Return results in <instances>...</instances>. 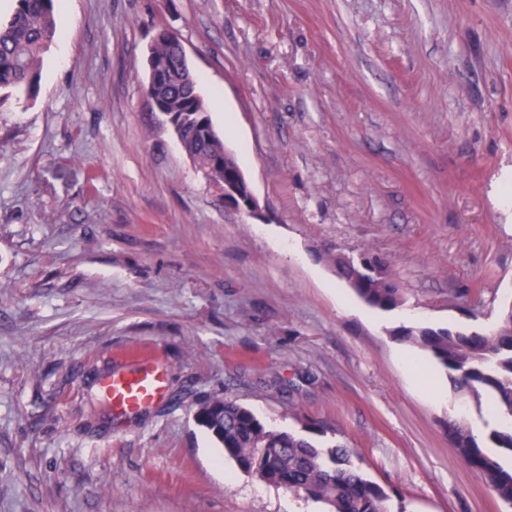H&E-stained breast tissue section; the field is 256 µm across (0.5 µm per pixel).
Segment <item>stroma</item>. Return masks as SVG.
<instances>
[{"mask_svg": "<svg viewBox=\"0 0 512 512\" xmlns=\"http://www.w3.org/2000/svg\"><path fill=\"white\" fill-rule=\"evenodd\" d=\"M59 25L0 109V512H323L224 457L194 420L216 396L344 443L392 512H512L448 435L482 434L473 400L391 336L512 305V0H60ZM160 27L264 222L154 124ZM365 250L399 308L324 258ZM143 357L165 396L112 411ZM360 264L356 258L344 260L340 253L327 254L326 259L336 274L365 303L382 311H391L402 302L399 284L393 277L390 263L371 252H363Z\"/></svg>", "mask_w": 512, "mask_h": 512, "instance_id": "1", "label": "stroma"}]
</instances>
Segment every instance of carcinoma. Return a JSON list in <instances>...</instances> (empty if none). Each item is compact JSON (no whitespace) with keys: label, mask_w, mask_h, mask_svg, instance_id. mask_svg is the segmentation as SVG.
<instances>
[{"label":"carcinoma","mask_w":512,"mask_h":512,"mask_svg":"<svg viewBox=\"0 0 512 512\" xmlns=\"http://www.w3.org/2000/svg\"><path fill=\"white\" fill-rule=\"evenodd\" d=\"M12 14L0 19V107L32 97L38 88L44 53L58 33L57 0H14ZM181 41L160 33L152 49V81L148 96L174 119V134L205 181L224 178V138L215 131L187 66ZM346 261L326 256L336 274L365 303L391 311L402 302L390 263L371 252ZM399 341L418 346L449 375L454 389L480 403H490L492 422L476 436L463 421L448 425L455 447L503 502L512 505V469L489 452H512V308L492 331L460 332L448 327L400 326ZM195 418L238 468L262 482L324 504L327 512H390V493L362 474L343 444L318 446L302 434L268 426L252 410L228 398L200 403Z\"/></svg>","instance_id":"1"}]
</instances>
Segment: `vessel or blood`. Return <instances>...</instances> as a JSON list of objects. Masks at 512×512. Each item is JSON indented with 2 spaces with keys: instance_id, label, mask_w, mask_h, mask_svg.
I'll list each match as a JSON object with an SVG mask.
<instances>
[{
  "instance_id": "obj_1",
  "label": "vessel or blood",
  "mask_w": 512,
  "mask_h": 512,
  "mask_svg": "<svg viewBox=\"0 0 512 512\" xmlns=\"http://www.w3.org/2000/svg\"><path fill=\"white\" fill-rule=\"evenodd\" d=\"M103 392L114 407L135 410L163 395L164 378L153 362L145 361L132 372L112 375Z\"/></svg>"
}]
</instances>
